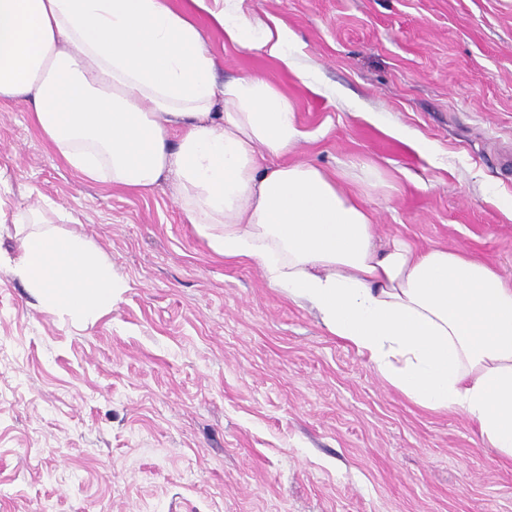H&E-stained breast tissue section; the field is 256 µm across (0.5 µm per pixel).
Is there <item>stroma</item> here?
<instances>
[{
    "label": "stroma",
    "mask_w": 512,
    "mask_h": 512,
    "mask_svg": "<svg viewBox=\"0 0 512 512\" xmlns=\"http://www.w3.org/2000/svg\"><path fill=\"white\" fill-rule=\"evenodd\" d=\"M294 36L292 72L209 29L217 82L257 74L312 132L295 152L374 168L376 233L512 279V0H244ZM424 138L433 156L418 152ZM0 187L73 210L122 286L86 325L15 278L0 224V512H512V464L460 413L390 387L248 260L215 253L173 180L81 179L20 105Z\"/></svg>",
    "instance_id": "35a3bbf8"
}]
</instances>
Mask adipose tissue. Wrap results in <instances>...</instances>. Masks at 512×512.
<instances>
[{"mask_svg": "<svg viewBox=\"0 0 512 512\" xmlns=\"http://www.w3.org/2000/svg\"><path fill=\"white\" fill-rule=\"evenodd\" d=\"M244 0H0V104L21 105L66 164L136 191L173 179L188 223L229 260L314 310L417 406L466 416L512 463V283L462 252L378 245L362 196L311 162L266 164L310 133L258 75L217 84L204 25L293 72L291 34L254 22ZM74 217L43 201L0 223L30 225L10 271L76 321L112 309L111 264L81 236L41 225Z\"/></svg>", "mask_w": 512, "mask_h": 512, "instance_id": "obj_1", "label": "adipose tissue"}]
</instances>
